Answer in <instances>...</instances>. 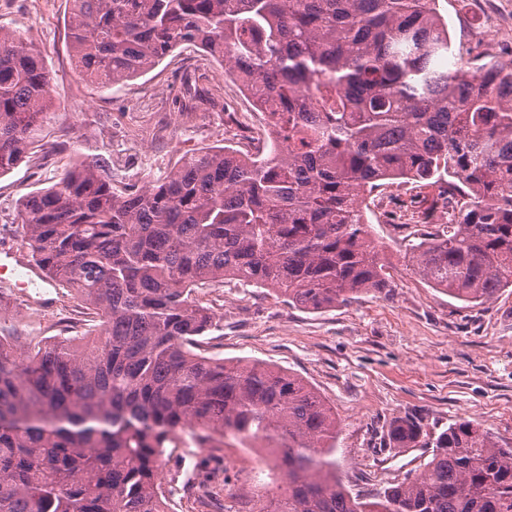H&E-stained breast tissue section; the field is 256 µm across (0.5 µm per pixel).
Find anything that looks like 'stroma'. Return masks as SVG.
<instances>
[{
    "label": "stroma",
    "mask_w": 512,
    "mask_h": 512,
    "mask_svg": "<svg viewBox=\"0 0 512 512\" xmlns=\"http://www.w3.org/2000/svg\"><path fill=\"white\" fill-rule=\"evenodd\" d=\"M68 0H0V25L37 46L55 78L57 107L42 138L24 161L0 175V229H18L20 202L50 187L83 159H100L120 184L143 185L165 177L179 159L215 145L245 149L252 116L232 82L217 84L221 66L194 48L179 49L145 76L98 89L72 66L66 37ZM454 51L466 61L484 52L502 55L512 45V0H438ZM196 81L215 106L198 105L183 125L169 123L182 110L184 85ZM78 102L82 111H70ZM389 286L349 304L312 313L269 288L235 280L198 290L207 306L223 305L205 338L206 355L260 361L290 371L313 387L338 423L336 475L354 495L369 497L394 481L415 476L425 448H386L381 437L392 419L422 418L428 432L465 419L488 429L499 446L512 448V288L494 300L467 304L431 287L406 256L409 228L369 216ZM40 300L30 313L22 296L0 312V335L36 344L51 336L80 335L92 316L59 286L27 282ZM253 449L226 442L197 455L169 448L164 475L173 492L168 512H196L198 490L182 474L205 460L226 471L228 512H251L276 493V476L256 468Z\"/></svg>",
    "instance_id": "1"
}]
</instances>
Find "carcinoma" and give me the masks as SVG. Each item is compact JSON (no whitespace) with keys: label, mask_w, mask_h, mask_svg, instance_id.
<instances>
[{"label":"carcinoma","mask_w":512,"mask_h":512,"mask_svg":"<svg viewBox=\"0 0 512 512\" xmlns=\"http://www.w3.org/2000/svg\"><path fill=\"white\" fill-rule=\"evenodd\" d=\"M84 80L108 88L183 45L224 65L275 117L268 152L183 155L117 190L95 160L26 197L34 263L96 315L35 350L0 336V512H167V448L269 452L280 493L259 512H512V448L468 420L391 448H430L372 498L336 479V415L293 373L196 352L215 326L193 296L231 277L310 312L389 287L361 200L421 189L409 259L467 303L512 288V65L453 55L436 0H70ZM41 52L0 25V175L54 105Z\"/></svg>","instance_id":"carcinoma-1"}]
</instances>
